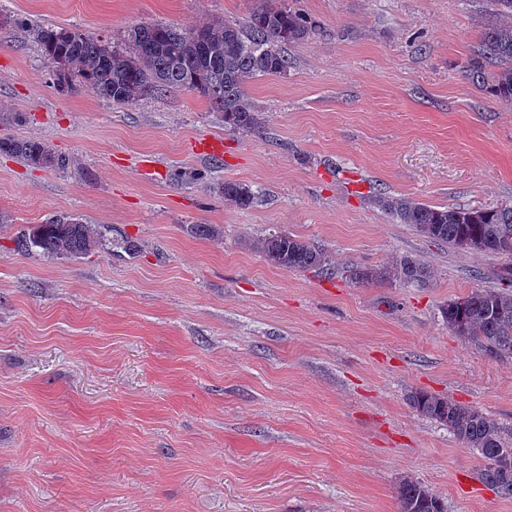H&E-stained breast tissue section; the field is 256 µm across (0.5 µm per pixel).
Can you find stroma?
Instances as JSON below:
<instances>
[{
	"label": "stroma",
	"mask_w": 512,
	"mask_h": 512,
	"mask_svg": "<svg viewBox=\"0 0 512 512\" xmlns=\"http://www.w3.org/2000/svg\"><path fill=\"white\" fill-rule=\"evenodd\" d=\"M257 4L0 0V138L72 161L0 153V512H399L407 477L448 512H512L408 401L422 389L512 428V358L441 316L496 287L503 261L376 201L512 205V107L461 71L489 0H292L317 30L286 46L287 75L247 85L249 133L190 91L130 105L58 94L31 33L117 42L139 23H241ZM205 138L222 158L194 155ZM227 181L252 186L251 207L225 203ZM60 214L137 249L17 250ZM275 232L325 249L333 275L270 265L256 241ZM396 256L431 279L351 282ZM0 153L19 157L28 163L66 170L71 160L55 154L43 142L32 139H0Z\"/></svg>",
	"instance_id": "1"
}]
</instances>
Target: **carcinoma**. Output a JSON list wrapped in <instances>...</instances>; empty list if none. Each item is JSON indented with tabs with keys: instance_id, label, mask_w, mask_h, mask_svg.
<instances>
[{
	"instance_id": "cac0c4a2",
	"label": "carcinoma",
	"mask_w": 512,
	"mask_h": 512,
	"mask_svg": "<svg viewBox=\"0 0 512 512\" xmlns=\"http://www.w3.org/2000/svg\"><path fill=\"white\" fill-rule=\"evenodd\" d=\"M496 22L484 27L482 41L467 59L463 72L500 102L512 106V0H492ZM316 25L289 6L288 0H268L240 25L222 18L189 28L137 24L124 31L120 48L107 40L50 26L34 29L53 85L69 93L87 85L103 99L129 105L171 89L192 91L209 103L224 127L251 132L258 126L257 110L245 86L259 75H284L290 68L283 47L300 42ZM0 153L33 165L65 170L71 160L32 139H0ZM224 201L238 208L256 199L252 188L226 182ZM381 205L401 224H411L424 236L455 249L494 253L510 261L500 278L507 288H476L442 309L448 328L499 358H512V206L439 207L407 198L388 197ZM112 239L79 216L54 215L32 226L17 249L50 257H79L107 246ZM259 250L271 265L283 270H332L330 256L319 247L286 233L259 239ZM431 269L409 256L381 268L357 269L359 285L395 280L402 286L424 283ZM421 415L445 426L464 447L481 459L480 478L503 498H512V472L494 468V458L512 459V429L504 428L483 410L427 391L410 396ZM399 512H448V505L429 488L412 479L397 487Z\"/></svg>"
}]
</instances>
